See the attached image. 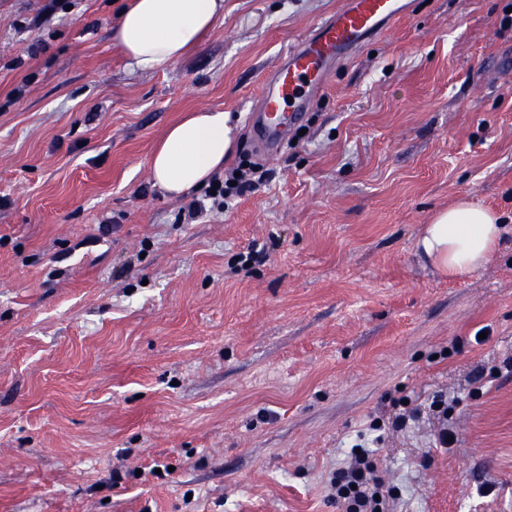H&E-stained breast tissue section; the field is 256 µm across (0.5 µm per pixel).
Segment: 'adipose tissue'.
Returning a JSON list of instances; mask_svg holds the SVG:
<instances>
[{
  "label": "adipose tissue",
  "instance_id": "obj_1",
  "mask_svg": "<svg viewBox=\"0 0 512 512\" xmlns=\"http://www.w3.org/2000/svg\"><path fill=\"white\" fill-rule=\"evenodd\" d=\"M224 14V0H125L112 39L131 69L151 73L198 48ZM237 123L221 109L198 108L165 131L149 157L154 186L181 196L223 171ZM505 226L500 214L460 198L425 225L419 251L443 275L468 277L496 253Z\"/></svg>",
  "mask_w": 512,
  "mask_h": 512
}]
</instances>
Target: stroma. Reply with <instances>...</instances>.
Wrapping results in <instances>:
<instances>
[{"label": "stroma", "instance_id": "obj_1", "mask_svg": "<svg viewBox=\"0 0 512 512\" xmlns=\"http://www.w3.org/2000/svg\"><path fill=\"white\" fill-rule=\"evenodd\" d=\"M47 4L0 0V512H338L326 482L371 421L436 394L448 451L426 413L379 446L397 512H512V0H410L199 224L153 148L221 108L236 167L264 76L340 0H224L147 75L119 0ZM462 196L506 232L451 280L417 240ZM429 409L437 418L440 428L433 445L434 448H448L454 441L453 431L448 428V422L451 418V406L448 404V398L439 396L435 398L429 405Z\"/></svg>", "mask_w": 512, "mask_h": 512}]
</instances>
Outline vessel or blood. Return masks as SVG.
Masks as SVG:
<instances>
[{
    "label": "vessel or blood",
    "instance_id": "b4317fda",
    "mask_svg": "<svg viewBox=\"0 0 512 512\" xmlns=\"http://www.w3.org/2000/svg\"><path fill=\"white\" fill-rule=\"evenodd\" d=\"M409 14L407 0H342L334 15L318 23L278 60L262 84L259 137L273 141L296 122L327 87L337 63L349 52Z\"/></svg>",
    "mask_w": 512,
    "mask_h": 512
}]
</instances>
